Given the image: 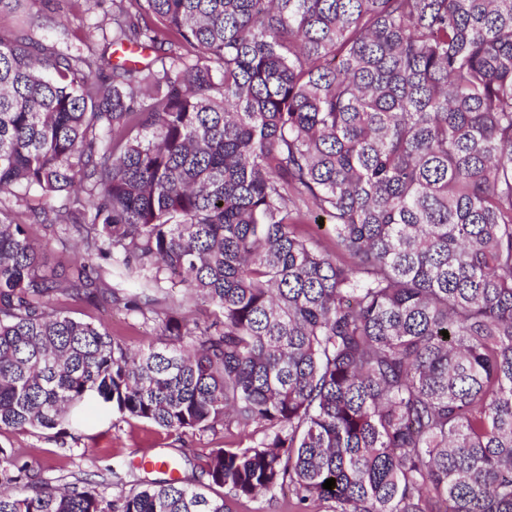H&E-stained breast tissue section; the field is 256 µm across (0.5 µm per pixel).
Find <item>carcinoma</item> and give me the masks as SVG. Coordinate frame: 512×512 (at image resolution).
I'll list each match as a JSON object with an SVG mask.
<instances>
[{
	"mask_svg": "<svg viewBox=\"0 0 512 512\" xmlns=\"http://www.w3.org/2000/svg\"><path fill=\"white\" fill-rule=\"evenodd\" d=\"M104 15L108 46L151 57L104 69L37 11L0 33V431L95 400L222 432L201 469L225 496L56 486L0 448V512H236L284 488L290 512H512V0ZM33 224L80 244L62 273ZM78 296L157 339L71 317Z\"/></svg>",
	"mask_w": 512,
	"mask_h": 512,
	"instance_id": "1",
	"label": "carcinoma"
}]
</instances>
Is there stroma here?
I'll list each match as a JSON object with an SVG mask.
<instances>
[{"label": "stroma", "mask_w": 512, "mask_h": 512, "mask_svg": "<svg viewBox=\"0 0 512 512\" xmlns=\"http://www.w3.org/2000/svg\"><path fill=\"white\" fill-rule=\"evenodd\" d=\"M102 16V8H86L83 0H76L70 9L57 7L55 0H47L41 7L44 34L62 45L83 37L100 53L106 46L98 28ZM60 304L72 317L105 324L112 335L126 337L133 345L145 346L156 338L152 326L140 324L135 317L112 309L111 305L78 298H64ZM223 443V435L209 432L182 442L148 422L123 419L95 405L85 407L79 421L67 426L62 434L53 429L0 432V448L13 450L21 460L41 467L45 477L54 481L65 483L101 476L106 468H114L124 477L123 484L111 486L114 495L130 490L134 484L133 477L127 474L134 452L143 449L164 457L187 451L189 458L182 461L179 475L186 485L198 487L207 482L201 474L205 455Z\"/></svg>", "instance_id": "35a3bbf8"}]
</instances>
